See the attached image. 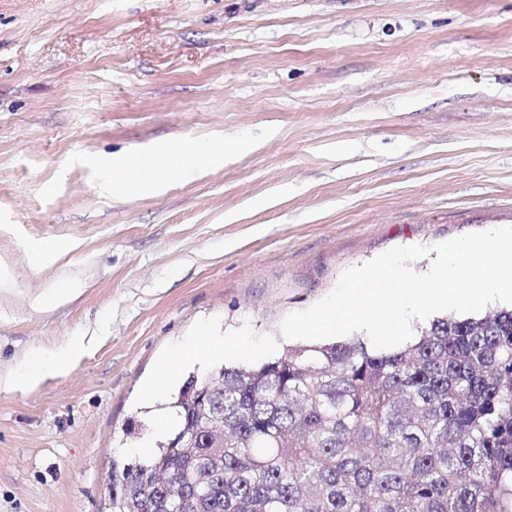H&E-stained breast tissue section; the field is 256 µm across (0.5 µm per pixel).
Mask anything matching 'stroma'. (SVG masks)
I'll return each mask as SVG.
<instances>
[{"mask_svg":"<svg viewBox=\"0 0 512 512\" xmlns=\"http://www.w3.org/2000/svg\"><path fill=\"white\" fill-rule=\"evenodd\" d=\"M251 150L160 193L101 159ZM512 226V0H0V512H107L158 366L208 327L259 364L389 248ZM33 241L56 244L38 261ZM71 295L37 305L56 288ZM83 352L84 346L81 343H75L49 362L37 359L23 373L0 379V391L10 392L31 388L38 385L47 376L62 374Z\"/></svg>","mask_w":512,"mask_h":512,"instance_id":"stroma-1","label":"stroma"}]
</instances>
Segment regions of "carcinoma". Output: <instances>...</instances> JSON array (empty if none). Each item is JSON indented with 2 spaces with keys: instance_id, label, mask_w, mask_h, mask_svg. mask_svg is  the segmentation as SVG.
<instances>
[{
  "instance_id": "carcinoma-1",
  "label": "carcinoma",
  "mask_w": 512,
  "mask_h": 512,
  "mask_svg": "<svg viewBox=\"0 0 512 512\" xmlns=\"http://www.w3.org/2000/svg\"><path fill=\"white\" fill-rule=\"evenodd\" d=\"M189 375L110 512H512V309Z\"/></svg>"
}]
</instances>
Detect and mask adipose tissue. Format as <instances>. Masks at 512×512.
Masks as SVG:
<instances>
[{"mask_svg": "<svg viewBox=\"0 0 512 512\" xmlns=\"http://www.w3.org/2000/svg\"><path fill=\"white\" fill-rule=\"evenodd\" d=\"M248 146L249 143L245 140L230 145L222 142L179 141L158 149L114 158L107 163L106 174L111 179L113 188L123 193L158 191L173 182L190 181L201 174L204 166L223 164ZM239 349L237 342L222 341L204 333L166 361L159 374L162 378L171 380L179 374L184 363L195 361L204 355L235 353ZM83 351V345L75 343L51 361L35 360L23 373L0 379V391L31 388L47 376L64 373Z\"/></svg>", "mask_w": 512, "mask_h": 512, "instance_id": "ef3b65f1", "label": "adipose tissue"}]
</instances>
